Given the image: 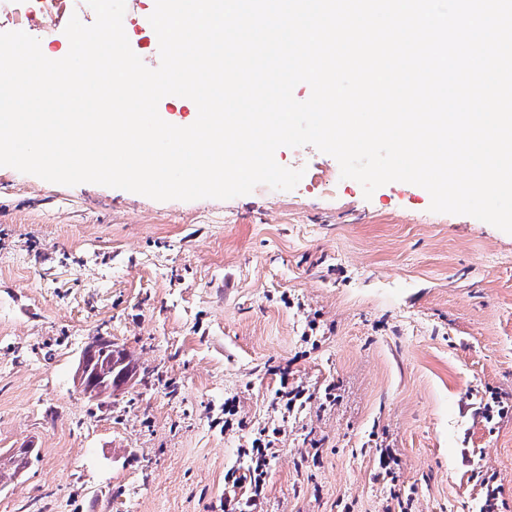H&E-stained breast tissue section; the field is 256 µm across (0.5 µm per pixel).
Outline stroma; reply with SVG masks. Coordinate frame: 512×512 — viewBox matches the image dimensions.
I'll use <instances>...</instances> for the list:
<instances>
[{
    "label": "stroma",
    "instance_id": "obj_1",
    "mask_svg": "<svg viewBox=\"0 0 512 512\" xmlns=\"http://www.w3.org/2000/svg\"><path fill=\"white\" fill-rule=\"evenodd\" d=\"M154 7L123 17L152 69ZM275 160L294 189L194 201L0 166V452L35 450L0 512H224L262 426V512H484L485 473L512 512V411L482 414L512 404V234L414 184L365 196L309 144ZM99 334L139 379L93 399ZM282 369L312 396L286 416ZM103 341H112L108 336H98L94 338L91 343L86 348L85 357L82 356L78 368L76 370L75 379L79 387L83 390L85 394H88L93 397L104 396L105 393L112 394V387L110 386L108 389L97 394L96 392H91L92 388L85 387V378L87 374L90 372L94 362L97 359L98 354L96 351L100 348V345Z\"/></svg>",
    "mask_w": 512,
    "mask_h": 512
}]
</instances>
